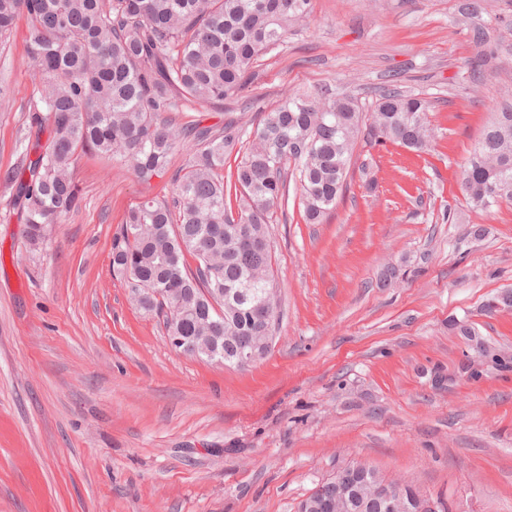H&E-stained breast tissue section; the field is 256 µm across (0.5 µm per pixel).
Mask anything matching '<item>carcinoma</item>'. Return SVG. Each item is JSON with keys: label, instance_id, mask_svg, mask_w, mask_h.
Instances as JSON below:
<instances>
[{"label": "carcinoma", "instance_id": "1", "mask_svg": "<svg viewBox=\"0 0 512 512\" xmlns=\"http://www.w3.org/2000/svg\"><path fill=\"white\" fill-rule=\"evenodd\" d=\"M311 11L312 0H0V37L18 15L28 19L27 53L41 85L29 105L36 141L21 140L35 159L9 174L31 245L78 210L77 153L119 160L150 180L189 150L174 196L128 212L113 238L112 271L131 296L143 295L136 306L162 318L167 335L184 338L179 351L190 357L232 366L237 347L260 360L270 352L253 305L265 296L280 303L269 224L288 201L289 170L299 173L304 222L321 224L346 189L363 131L414 152L430 146L429 102L394 86L368 109L349 93L295 94L265 114L224 180L240 127L180 123L181 103L224 107ZM460 14L479 47L495 25L512 35L511 23L485 19L488 0H465ZM461 190L481 210L512 203V103L484 129ZM228 287L244 297L225 295ZM213 336L216 353L208 351Z\"/></svg>", "mask_w": 512, "mask_h": 512}]
</instances>
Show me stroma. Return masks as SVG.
Wrapping results in <instances>:
<instances>
[{
	"label": "stroma",
	"mask_w": 512,
	"mask_h": 512,
	"mask_svg": "<svg viewBox=\"0 0 512 512\" xmlns=\"http://www.w3.org/2000/svg\"><path fill=\"white\" fill-rule=\"evenodd\" d=\"M462 3L312 0L222 108L182 107L248 133L324 88L368 105L393 79L431 103L427 151L359 139L324 223H304L290 180L270 226L280 322L244 370L174 349L112 271L127 212L170 197V176L79 154V209L29 244L7 174L41 85L16 19L0 38V512H297L353 464L448 512H512V204L482 211L459 187L512 92V38L475 46Z\"/></svg>",
	"instance_id": "obj_1"
}]
</instances>
